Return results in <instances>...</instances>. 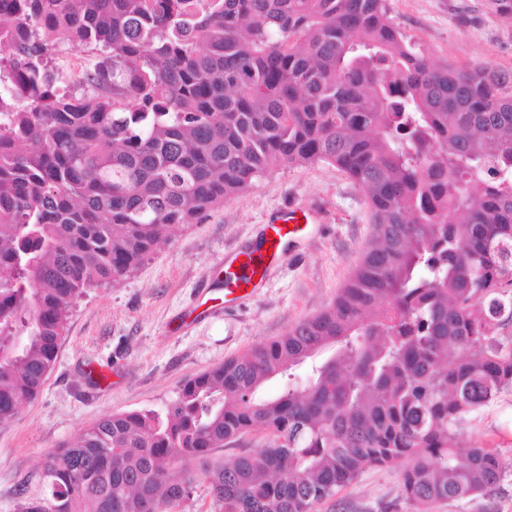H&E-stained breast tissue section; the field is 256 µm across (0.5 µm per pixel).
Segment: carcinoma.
Instances as JSON below:
<instances>
[{
	"label": "carcinoma",
	"mask_w": 512,
	"mask_h": 512,
	"mask_svg": "<svg viewBox=\"0 0 512 512\" xmlns=\"http://www.w3.org/2000/svg\"><path fill=\"white\" fill-rule=\"evenodd\" d=\"M490 72L434 65L386 0H0V425L38 396L84 289L266 171L332 163L375 224L329 309L162 414L78 430L20 512H178L200 483L222 512H317L401 461L412 512L499 483L496 454L454 443L512 388V75ZM265 442V439L260 435L248 434L242 437L238 442L229 444L226 447L220 449L214 454L216 460H230L237 456L241 452L248 449H256Z\"/></svg>",
	"instance_id": "1"
}]
</instances>
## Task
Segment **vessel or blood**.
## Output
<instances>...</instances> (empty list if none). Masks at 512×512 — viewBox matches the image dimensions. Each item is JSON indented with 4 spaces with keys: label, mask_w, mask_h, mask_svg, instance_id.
<instances>
[{
    "label": "vessel or blood",
    "mask_w": 512,
    "mask_h": 512,
    "mask_svg": "<svg viewBox=\"0 0 512 512\" xmlns=\"http://www.w3.org/2000/svg\"><path fill=\"white\" fill-rule=\"evenodd\" d=\"M309 218V209L302 206H291L281 212L275 223L269 224L266 229L265 247L242 252L239 267L225 269L224 286L227 294H236L242 298L248 296L255 287V276L265 274L268 258H279L283 240L298 232L301 222Z\"/></svg>",
    "instance_id": "obj_1"
}]
</instances>
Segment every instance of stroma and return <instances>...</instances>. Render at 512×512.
I'll list each match as a JSON object with an SVG mask.
<instances>
[{"label": "stroma", "instance_id": "35a3bbf8", "mask_svg": "<svg viewBox=\"0 0 512 512\" xmlns=\"http://www.w3.org/2000/svg\"><path fill=\"white\" fill-rule=\"evenodd\" d=\"M389 16L433 64L512 72V17L488 0H386ZM301 204L317 218L286 240L252 295L205 311L220 265L258 246L266 224ZM373 237L363 189L335 165L273 168L200 224L178 226L136 272L88 288L74 304L39 395L0 426V512L42 490L38 463L78 429L129 411L164 412L183 382L287 333L332 304ZM459 447L499 455L490 493L433 512H512V389L456 426ZM403 463L363 472L318 512H411L400 497Z\"/></svg>", "mask_w": 512, "mask_h": 512}]
</instances>
